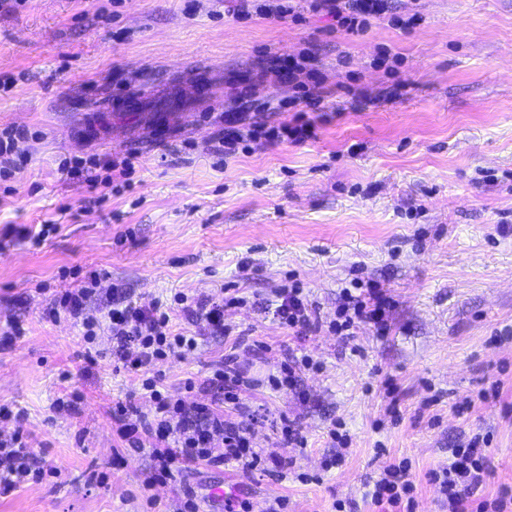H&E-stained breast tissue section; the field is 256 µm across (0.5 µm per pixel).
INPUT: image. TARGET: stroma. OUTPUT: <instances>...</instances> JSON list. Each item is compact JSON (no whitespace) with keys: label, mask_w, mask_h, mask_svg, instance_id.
<instances>
[{"label":"stroma","mask_w":512,"mask_h":512,"mask_svg":"<svg viewBox=\"0 0 512 512\" xmlns=\"http://www.w3.org/2000/svg\"><path fill=\"white\" fill-rule=\"evenodd\" d=\"M262 4L0 6V77L17 80L0 95V131H27L19 169L0 180V228L58 227L40 246L0 252V324L25 328L0 351V406L26 412L20 427L44 467L0 497V512H180L189 488L213 512L217 485L251 512L275 496L287 512H334L345 498L372 512L367 482L402 458L418 481L415 512H442L426 474L476 433L492 436L484 492L512 489V0H394L360 34L310 0L283 18ZM305 55L306 84L331 115L318 139L225 155L231 118L293 120L282 60ZM119 89L135 104L108 111ZM90 157L130 160L132 187L94 204L89 183L60 170ZM95 269L144 306L223 287L247 298L226 321L270 353L208 334L158 369L171 393L201 404L186 379L234 352L260 381L243 392L261 412L254 447L278 452L272 419L300 416L307 445L293 454L306 482L250 481L197 461L145 487L153 450L123 447L111 416L138 379L113 370L103 340V357L87 363L82 328L43 316L56 291ZM356 277L393 298L388 336L362 325L345 344L325 329L299 339L263 313L273 289L295 280L333 318ZM288 347L319 364L303 377L304 405L265 385ZM74 393L80 413L56 409ZM338 421L344 448L330 436ZM339 452L343 462L325 468Z\"/></svg>","instance_id":"35a3bbf8"}]
</instances>
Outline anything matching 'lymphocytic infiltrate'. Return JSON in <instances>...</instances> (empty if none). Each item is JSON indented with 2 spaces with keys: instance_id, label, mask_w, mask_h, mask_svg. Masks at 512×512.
Returning a JSON list of instances; mask_svg holds the SVG:
<instances>
[{
  "instance_id": "1",
  "label": "lymphocytic infiltrate",
  "mask_w": 512,
  "mask_h": 512,
  "mask_svg": "<svg viewBox=\"0 0 512 512\" xmlns=\"http://www.w3.org/2000/svg\"><path fill=\"white\" fill-rule=\"evenodd\" d=\"M316 8L335 16L337 23L350 32L366 30L371 20L386 14L389 0H316ZM314 92L306 90L293 98L299 112L294 122L270 125L252 122L224 138L225 154H232L237 144L304 143L317 137V122L306 109L314 105ZM176 302L194 326L227 334L224 311L244 305L245 297L234 295H179ZM390 297L374 283L352 282L342 288L336 316L323 322L317 304L305 289L282 287L276 290L270 311L292 335L308 336L322 329L348 338L356 325L366 324L377 335L389 331ZM44 316L50 321L68 319L80 325L86 343H94L99 334L112 342V365L118 370L147 371L133 399L117 404L112 411L116 433L130 448L152 444L159 463L157 477L166 479L179 467L181 459L204 461L233 467L242 476L272 472L287 477L295 469L290 451L304 447L306 437L298 418L280 414V432L285 451L264 455L252 447L251 428L255 416L240 397L250 386L237 365L234 354L224 355L212 364L203 381H187L186 391L208 396L205 404L189 405L170 393L153 375L157 361L197 348L192 334L173 332L170 315L162 302L151 306L137 304L118 286L110 284L102 272L91 273L78 288L61 290L48 303ZM148 402L149 412H140L139 402ZM40 460L29 445L28 437L18 427L7 438H0V496L19 488L30 474L39 472ZM486 477V448L480 437L450 449L446 464L431 469L427 478L440 494L448 512H512V491L482 494ZM416 485L411 464L403 460L383 469L366 492L378 512H413Z\"/></svg>"
}]
</instances>
